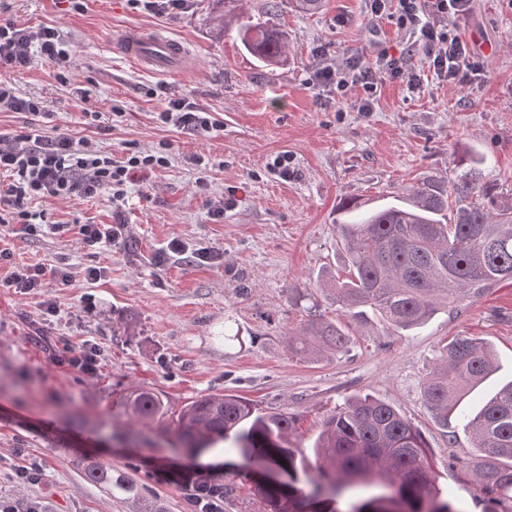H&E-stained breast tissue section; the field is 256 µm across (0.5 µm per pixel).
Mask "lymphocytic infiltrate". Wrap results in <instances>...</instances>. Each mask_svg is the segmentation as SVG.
I'll use <instances>...</instances> for the list:
<instances>
[{
  "label": "lymphocytic infiltrate",
  "mask_w": 512,
  "mask_h": 512,
  "mask_svg": "<svg viewBox=\"0 0 512 512\" xmlns=\"http://www.w3.org/2000/svg\"><path fill=\"white\" fill-rule=\"evenodd\" d=\"M371 18L395 21L410 31L422 47L429 69L437 79L464 84L479 76L482 64L468 41L450 29L449 19L467 17L472 0H365ZM43 60L67 71L70 54L60 32L52 27L33 28L9 20L0 23V112L27 114L25 126L11 136L0 135V207L13 210L26 234L41 230L43 212L31 205L40 200L92 198L109 193L112 221L84 224L79 229L84 248L94 250L122 238L126 196L130 185L146 181L156 171L167 168L172 158L170 142L159 143L149 152H127L114 156L98 148L95 139L69 134L53 135L41 118L46 110L41 100L21 95L12 83L14 74ZM399 80L416 88L421 76L407 56L380 49L373 62L349 58L345 66L329 65L315 69L306 80L312 88L328 87L338 100L355 95L358 111H371L379 87L385 81ZM158 124L190 135L206 136L220 130L213 113L184 98L168 99L156 112Z\"/></svg>",
  "instance_id": "1"
}]
</instances>
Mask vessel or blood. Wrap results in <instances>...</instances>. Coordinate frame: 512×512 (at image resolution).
<instances>
[{
    "mask_svg": "<svg viewBox=\"0 0 512 512\" xmlns=\"http://www.w3.org/2000/svg\"><path fill=\"white\" fill-rule=\"evenodd\" d=\"M116 42L127 60L144 69L184 73L194 66L193 58L181 42L153 29H127L117 36Z\"/></svg>",
    "mask_w": 512,
    "mask_h": 512,
    "instance_id": "1",
    "label": "vessel or blood"
}]
</instances>
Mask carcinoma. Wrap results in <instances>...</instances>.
Segmentation results:
<instances>
[{"instance_id":"obj_1","label":"carcinoma","mask_w":512,"mask_h":512,"mask_svg":"<svg viewBox=\"0 0 512 512\" xmlns=\"http://www.w3.org/2000/svg\"><path fill=\"white\" fill-rule=\"evenodd\" d=\"M209 24L218 37L236 31L241 44L260 62L274 65L286 41L274 22L277 0H216ZM482 160L453 181L434 175L405 186L394 201L370 206L351 200L342 206L336 233L344 246L348 278L327 289L341 312L361 319L379 315L395 331L426 323L441 302L479 294L512 281V194L486 180ZM349 335L335 322L310 319L288 335L295 355L341 352ZM494 367L491 347L469 336L454 337L423 384L422 396L434 422L448 428L461 399ZM124 415L138 424L161 410L156 394L131 390L120 398ZM293 419L283 412H260L234 394H209L190 402L178 419L172 447L195 455L216 443L225 451L256 456L288 471V483L258 486L263 512H374L388 492L405 512H460L440 498L435 471L418 428L392 405L366 395L336 409L323 425L315 453L321 462L308 471L288 447ZM478 455L454 462L469 469L483 493L512 502V382L466 419ZM112 436L153 447L143 432L112 427ZM86 478L110 491L139 496L141 488L125 473L87 460ZM310 487L304 492L301 485ZM343 502L342 511L335 504Z\"/></svg>"}]
</instances>
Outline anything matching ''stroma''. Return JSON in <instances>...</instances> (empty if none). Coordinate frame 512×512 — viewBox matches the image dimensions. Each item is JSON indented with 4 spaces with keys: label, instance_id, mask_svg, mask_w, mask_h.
I'll return each instance as SVG.
<instances>
[{
    "label": "stroma",
    "instance_id": "stroma-1",
    "mask_svg": "<svg viewBox=\"0 0 512 512\" xmlns=\"http://www.w3.org/2000/svg\"><path fill=\"white\" fill-rule=\"evenodd\" d=\"M18 23L57 28L72 57L68 81L52 64L35 60L15 75L19 93L44 102L57 133L97 136L119 154L175 147L171 165L128 189V231L95 251L83 248L79 224L112 221L107 195L36 202L49 222L36 237L21 233L11 211L0 210V235L12 252L0 266V498L40 502L43 512H139L140 500L113 496L88 480L83 459L92 458L142 484L166 512H195L188 483L206 475L234 486L223 512H260L256 478L242 458L223 462L174 454L177 416L190 401L233 393L265 412H285L295 423L288 435L307 465L325 420L357 394L391 404L420 430L435 466L442 498L460 512H487L489 502L470 473L450 466L475 449L463 420L440 428L422 398L423 382L440 350L466 334L494 348L498 369L460 405L475 411L512 381V282L441 304L421 327L396 333L380 317L357 321L337 311L322 290L325 276L344 267L334 230L341 200L379 201L402 183L428 175L455 178L460 159L485 158L487 177L512 191V0H474L459 21L462 36L484 61L480 80L452 86L428 71L422 49L408 31L372 21L363 0H327L315 15L283 10L279 17L290 50L285 62L266 66L234 37L215 39L207 16L212 0H190L185 12L158 16L127 0H9ZM149 26L186 42L196 67L186 77L138 68L116 52V34ZM329 60L373 58L380 47L406 52L422 70L409 89L382 85L372 111L336 109L328 95L306 87ZM188 98L214 113L223 128L192 136L159 126L157 88ZM88 102H81V94ZM100 114L85 125L83 106ZM292 158L294 176L281 180L268 168L280 152ZM204 156L205 167L186 161ZM233 192L234 205L213 220L210 205ZM63 224V232L51 223ZM183 255L164 258L171 240ZM206 249L208 257L194 253ZM67 268L70 281L45 277L38 296L9 288L18 267ZM103 268L96 283L88 266ZM55 303V313L42 305ZM340 322L350 334L347 350L318 358L297 357L288 333L311 315ZM98 345L96 376L56 364L51 346ZM131 388L156 394L160 413L146 429L156 448L113 441L123 422L120 395ZM45 476L18 483L29 460Z\"/></svg>",
    "mask_w": 512,
    "mask_h": 512
}]
</instances>
